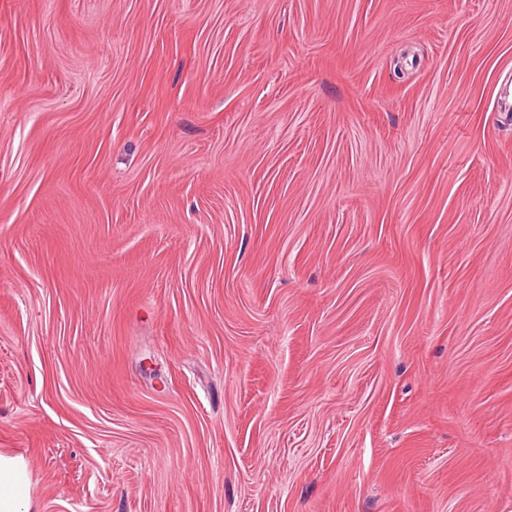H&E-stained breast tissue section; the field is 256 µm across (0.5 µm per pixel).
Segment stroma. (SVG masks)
I'll return each instance as SVG.
<instances>
[{"mask_svg": "<svg viewBox=\"0 0 512 512\" xmlns=\"http://www.w3.org/2000/svg\"><path fill=\"white\" fill-rule=\"evenodd\" d=\"M0 452L38 512H512V0H0Z\"/></svg>", "mask_w": 512, "mask_h": 512, "instance_id": "1", "label": "stroma"}]
</instances>
